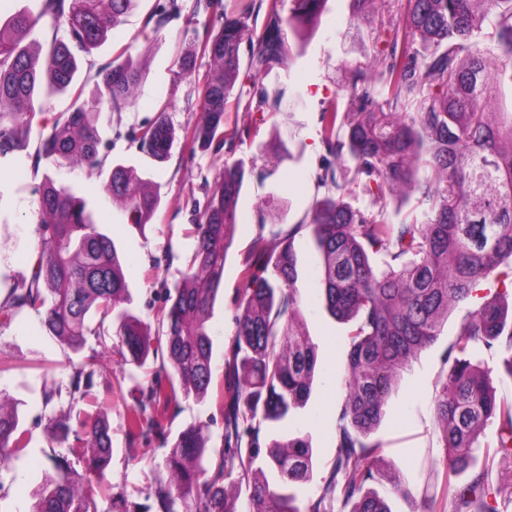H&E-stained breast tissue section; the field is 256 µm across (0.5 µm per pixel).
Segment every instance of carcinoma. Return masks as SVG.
Here are the masks:
<instances>
[{
  "mask_svg": "<svg viewBox=\"0 0 512 512\" xmlns=\"http://www.w3.org/2000/svg\"><path fill=\"white\" fill-rule=\"evenodd\" d=\"M136 0H41L0 22V158L29 161L41 173L36 233L39 247L29 272L19 275L0 303V327L24 310L44 312L47 333L78 348L105 335L111 321L119 353L146 363L151 342L168 364L139 385L128 412L131 436L162 429L159 410L182 397H206L212 384L213 339L208 320L224 279V262L237 226L242 162L224 163L203 212L193 224L197 244L172 286L156 330L129 307L128 288L114 242L92 218L84 198L57 181L72 165L88 177L110 168L105 190L127 222L142 229L158 196L131 166L108 162L101 151L98 116L122 112L144 79L131 48H124L79 88L50 131L37 116L48 97L74 86L77 53L102 44L122 24ZM326 0H291L288 18L272 6L256 34L245 12L224 13L207 39L214 69L207 80L201 118L185 132L190 152L224 142V114L240 74V48L250 45L247 70L263 75L290 58L284 29L313 28ZM383 57L350 71L320 113L321 141L332 160L317 174L326 189L315 199L306 227L321 255L322 300L335 319L350 324L345 387L336 412V459L331 474L309 500L296 505L293 488L310 478L308 437L260 446L270 423L304 407L317 366L315 344L300 320L293 237L298 224L256 237L242 261L247 283L238 298L228 369L234 385L224 414V441L250 436L247 452L228 447L213 472L202 464L208 425L181 431L166 458L169 480L154 493L156 512H390L385 500L365 494L379 474L382 442L370 438L400 374L433 344L450 311L467 307L448 344L434 397L435 432L445 450L442 495L424 496L421 512H508L512 506V400L499 399L491 371L475 358L484 349L499 356L512 379V323L501 298L512 289V111L494 101L512 90V0H394ZM178 0H155L161 26L180 12ZM40 23L53 31L46 51L24 43ZM178 138L165 111L132 134L139 149L164 161ZM370 196L365 209L349 198ZM96 360L74 368L73 393L94 398ZM73 435L57 436L67 453L49 457L56 476L44 480L31 512H98L82 490L100 477L112 443L105 415L80 422ZM74 440H69V436ZM27 430L0 393V466L22 455ZM485 449L476 467L474 449ZM277 473L270 481L255 467L261 454ZM84 457L75 472L69 457ZM472 471L469 484L458 478Z\"/></svg>",
  "mask_w": 512,
  "mask_h": 512,
  "instance_id": "carcinoma-1",
  "label": "carcinoma"
}]
</instances>
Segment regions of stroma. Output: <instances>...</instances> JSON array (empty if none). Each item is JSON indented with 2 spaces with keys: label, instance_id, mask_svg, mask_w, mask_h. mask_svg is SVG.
Wrapping results in <instances>:
<instances>
[{
  "label": "stroma",
  "instance_id": "35a3bbf8",
  "mask_svg": "<svg viewBox=\"0 0 512 512\" xmlns=\"http://www.w3.org/2000/svg\"><path fill=\"white\" fill-rule=\"evenodd\" d=\"M184 9L161 30L146 20L153 0H138L123 23L93 50L95 66L110 62L116 50L133 45L139 54L144 80L123 113L125 128L154 120L159 110L177 131L192 128L201 113V96L211 73L204 44L211 27L220 25L234 0H213L196 8L183 0ZM385 0L363 20L353 18L351 0H327L313 32L295 53L290 65L257 77H240L234 92L249 100L267 92L264 111L228 109L224 147L220 152L191 153L175 142L167 160L158 163L142 154L128 137H116L112 114L101 111L98 127L109 143L110 160L134 166L160 198L145 231L128 224L121 209L103 190L99 179L87 178L79 168H62L59 182L84 197L103 233L111 238L122 259L132 305L146 322H153L164 299L163 282L177 279L184 258L196 240L190 231L193 213L204 208L214 178L225 163L244 160L252 167L237 200V230L225 265L208 327L213 339L214 391L204 399H179L167 413L170 436L189 425L208 426L214 465L224 447L225 389L233 378L227 360L233 346L236 304L245 286L241 262L258 234L295 229L296 286L307 333L317 347V372L306 405L285 423L267 428L262 442L289 435L308 436L314 454L310 481L296 490L298 506H306L315 489L328 478L336 458L335 413L342 394L348 327L323 308L318 267L321 262L309 228L303 222L314 199L322 193L316 174L327 154L321 143L320 112L334 97L349 69L372 62L387 43L377 36L387 18ZM193 48L195 68L189 77L177 74L182 50ZM40 182L29 162L0 163V301L9 289V276L26 271L38 247L34 232ZM465 314L454 309L434 344L424 350L409 370L401 373L384 408L373 439L385 446L379 475L368 484L383 497L391 512H421L424 493L441 490L434 476L444 450L434 432L433 401L443 355ZM119 339L108 335L88 339L77 351L49 336L42 314L21 312L0 328V392L15 404L20 425L29 431L26 453L0 467V512H29L46 473L48 455L57 447V429L73 404L70 376L74 364L97 358L94 390L108 414L112 458L103 478L93 480L100 512H155V482L167 478L165 449L158 441L132 442L126 414L131 393L144 379L143 369L121 358Z\"/></svg>",
  "mask_w": 512,
  "mask_h": 512
}]
</instances>
